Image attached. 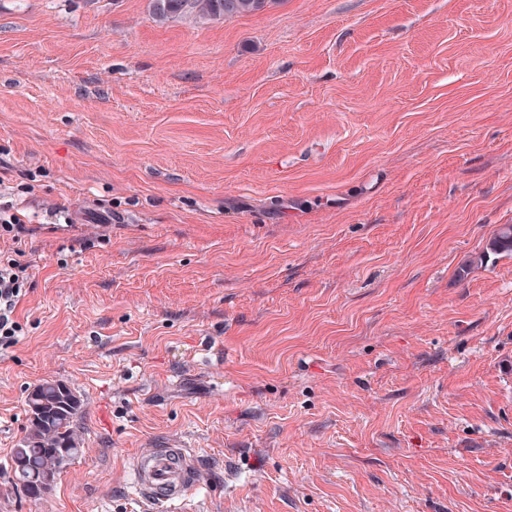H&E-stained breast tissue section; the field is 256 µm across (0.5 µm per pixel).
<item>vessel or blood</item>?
<instances>
[{
  "mask_svg": "<svg viewBox=\"0 0 512 512\" xmlns=\"http://www.w3.org/2000/svg\"><path fill=\"white\" fill-rule=\"evenodd\" d=\"M199 474L196 455L185 448H156L132 463L135 495L154 512H185Z\"/></svg>",
  "mask_w": 512,
  "mask_h": 512,
  "instance_id": "obj_1",
  "label": "vessel or blood"
}]
</instances>
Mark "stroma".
<instances>
[{
  "mask_svg": "<svg viewBox=\"0 0 512 512\" xmlns=\"http://www.w3.org/2000/svg\"><path fill=\"white\" fill-rule=\"evenodd\" d=\"M0 512H133L195 452V512H512V0H0ZM80 395L37 499L35 386ZM275 0H151L152 14L158 19L191 16L197 24L245 16L263 9ZM24 216L16 210L15 212H11V209L6 207L0 208V234L1 236L6 234L10 235L14 233L11 237L12 240H15L14 243H18V240L21 241L20 234L25 232V221ZM512 253V224L503 225L497 233L486 243L483 250L474 260L473 265L486 264L491 257ZM29 266L16 258L0 255V349H8L18 341L23 330L15 315L17 306L30 290ZM26 434L11 454L16 489L29 498L49 491L60 472L79 453L81 438L76 423L83 402L66 383L45 382L26 397ZM197 456L186 448H154L132 463V485L137 499L160 512H185L199 482Z\"/></svg>",
  "mask_w": 512,
  "mask_h": 512,
  "instance_id": "stroma-1",
  "label": "stroma"
}]
</instances>
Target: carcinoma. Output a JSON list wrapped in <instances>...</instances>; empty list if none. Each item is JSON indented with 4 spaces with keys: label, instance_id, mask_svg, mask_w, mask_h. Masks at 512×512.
Wrapping results in <instances>:
<instances>
[{
    "label": "carcinoma",
    "instance_id": "obj_1",
    "mask_svg": "<svg viewBox=\"0 0 512 512\" xmlns=\"http://www.w3.org/2000/svg\"><path fill=\"white\" fill-rule=\"evenodd\" d=\"M276 0H151L158 19L190 16L207 25L218 19L245 16ZM512 253V224L503 225L470 264L483 265L491 258ZM26 434L11 454L16 489L29 498L49 491L60 472L79 453L81 438L76 423L83 402L66 383L45 382L26 397Z\"/></svg>",
    "mask_w": 512,
    "mask_h": 512
}]
</instances>
